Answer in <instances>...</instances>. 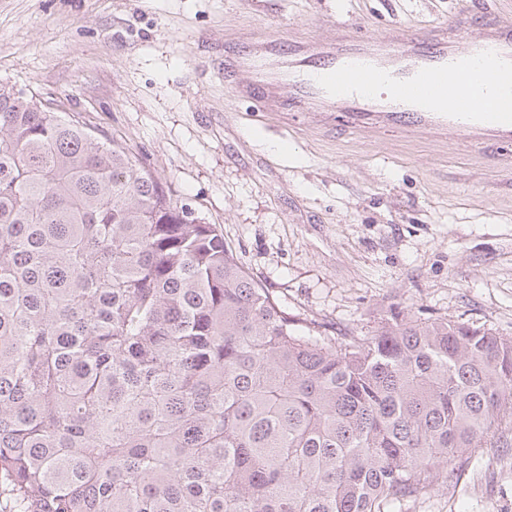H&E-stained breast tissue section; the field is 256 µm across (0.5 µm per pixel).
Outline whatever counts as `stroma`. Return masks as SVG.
<instances>
[{
	"label": "stroma",
	"mask_w": 512,
	"mask_h": 512,
	"mask_svg": "<svg viewBox=\"0 0 512 512\" xmlns=\"http://www.w3.org/2000/svg\"><path fill=\"white\" fill-rule=\"evenodd\" d=\"M459 0H0V85L127 143L289 313L370 336L448 318L512 339V147L256 111L218 71L255 37L426 28ZM395 512H512V447Z\"/></svg>",
	"instance_id": "35a3bbf8"
}]
</instances>
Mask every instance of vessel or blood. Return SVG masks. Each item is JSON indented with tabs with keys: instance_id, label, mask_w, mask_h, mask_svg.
<instances>
[{
	"instance_id": "1",
	"label": "vessel or blood",
	"mask_w": 512,
	"mask_h": 512,
	"mask_svg": "<svg viewBox=\"0 0 512 512\" xmlns=\"http://www.w3.org/2000/svg\"><path fill=\"white\" fill-rule=\"evenodd\" d=\"M470 7L399 35L338 27L327 42L298 46L278 61L276 43L240 51L241 96L281 89L297 112L341 110L354 127L379 124L462 135L493 147L512 142V23L475 24ZM387 93H379V86Z\"/></svg>"
}]
</instances>
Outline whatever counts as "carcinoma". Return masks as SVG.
<instances>
[{"label":"carcinoma","instance_id":"cac0c4a2","mask_svg":"<svg viewBox=\"0 0 512 512\" xmlns=\"http://www.w3.org/2000/svg\"><path fill=\"white\" fill-rule=\"evenodd\" d=\"M512 441V340L305 327L130 148L0 89V496L381 512Z\"/></svg>","mask_w":512,"mask_h":512}]
</instances>
